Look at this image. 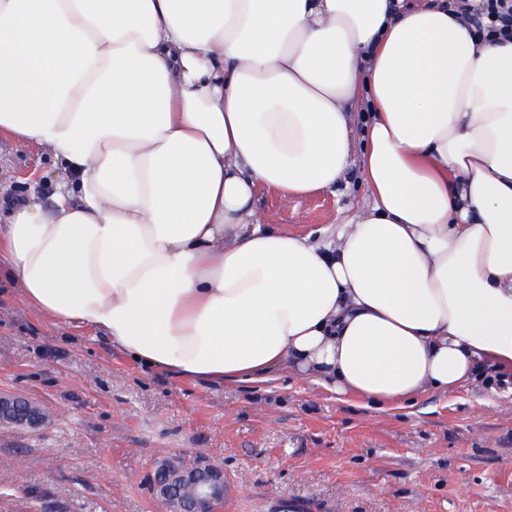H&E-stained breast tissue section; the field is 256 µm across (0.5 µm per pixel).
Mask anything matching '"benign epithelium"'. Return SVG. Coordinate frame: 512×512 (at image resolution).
Masks as SVG:
<instances>
[{"instance_id": "obj_1", "label": "benign epithelium", "mask_w": 512, "mask_h": 512, "mask_svg": "<svg viewBox=\"0 0 512 512\" xmlns=\"http://www.w3.org/2000/svg\"><path fill=\"white\" fill-rule=\"evenodd\" d=\"M48 421L39 405L11 394H0V422L36 429ZM153 490L171 512H218L230 479L210 465L165 460L153 472Z\"/></svg>"}]
</instances>
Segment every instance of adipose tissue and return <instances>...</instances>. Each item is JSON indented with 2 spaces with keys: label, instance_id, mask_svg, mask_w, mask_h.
Wrapping results in <instances>:
<instances>
[{
  "label": "adipose tissue",
  "instance_id": "ef3b65f1",
  "mask_svg": "<svg viewBox=\"0 0 512 512\" xmlns=\"http://www.w3.org/2000/svg\"><path fill=\"white\" fill-rule=\"evenodd\" d=\"M445 2L0 0V136L65 173L0 224V270L194 380L393 404L512 370V41ZM354 164L372 205L335 241L256 218Z\"/></svg>",
  "mask_w": 512,
  "mask_h": 512
}]
</instances>
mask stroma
<instances>
[{
	"label": "stroma",
	"instance_id": "1",
	"mask_svg": "<svg viewBox=\"0 0 512 512\" xmlns=\"http://www.w3.org/2000/svg\"><path fill=\"white\" fill-rule=\"evenodd\" d=\"M62 171L0 138V212ZM367 200L357 169L300 199L258 190L257 213L321 242ZM49 415L0 423V512H168L157 461L223 467L222 512H512V374L486 365L451 392L377 409L291 374L262 382L181 378L135 362L90 329L41 316L0 277V393Z\"/></svg>",
	"mask_w": 512,
	"mask_h": 512
}]
</instances>
